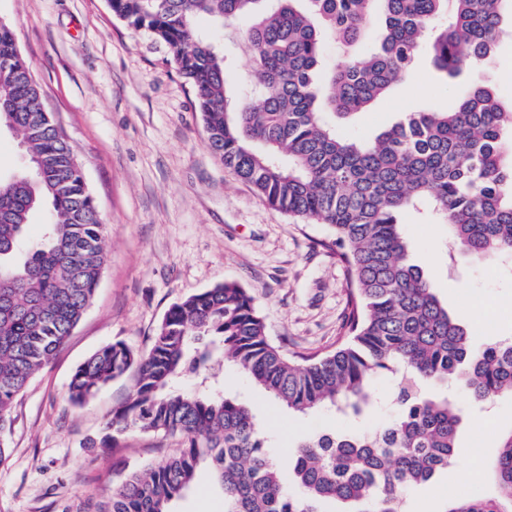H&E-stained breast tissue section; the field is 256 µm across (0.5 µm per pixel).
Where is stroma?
<instances>
[{
	"mask_svg": "<svg viewBox=\"0 0 512 512\" xmlns=\"http://www.w3.org/2000/svg\"><path fill=\"white\" fill-rule=\"evenodd\" d=\"M0 20L12 25L45 109L75 151L106 226V263L90 306L11 412L0 512H96L120 471L161 459L178 442L132 432L117 447L99 445L104 423L132 381H113L75 406L68 384L77 366L115 342L147 353L174 303L225 282L254 297L275 344L290 353L324 354L343 336L351 286L324 245L326 225L272 209L215 156L194 92L165 43L130 28L107 0H0ZM198 30L223 51L229 71L247 80L251 61L243 39L207 19ZM480 73L503 106L512 105V36L501 39ZM463 91L439 77L424 50L383 99L338 126L371 137L403 113L448 111ZM402 222L412 263L469 327L474 347L512 342V262L481 264L449 254L438 218L409 211ZM224 381L230 395L253 408L283 461L305 434L370 432L396 415L394 380L386 371L374 376V399L357 415L290 412L229 365ZM454 399L465 413L454 460L434 484L407 491L401 512H443L451 498L496 492L489 473L475 481L466 474L497 456L503 433L512 429V396L486 410L472 405L464 390ZM172 509L224 512V497L204 473Z\"/></svg>",
	"mask_w": 512,
	"mask_h": 512,
	"instance_id": "stroma-1",
	"label": "stroma"
}]
</instances>
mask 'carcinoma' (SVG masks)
Wrapping results in <instances>:
<instances>
[{"label":"carcinoma","mask_w":512,"mask_h":512,"mask_svg":"<svg viewBox=\"0 0 512 512\" xmlns=\"http://www.w3.org/2000/svg\"><path fill=\"white\" fill-rule=\"evenodd\" d=\"M109 7L170 48L213 153L240 181L273 209L329 226L354 292L347 340L319 357L297 359L273 344L253 297L234 282L172 305L147 354L118 342L88 357L69 383L73 405L115 380H133L100 444L115 447L134 431L180 441L174 453L122 477L98 512H172L202 471L224 492V512H320L326 500L399 512L406 490L448 469L463 421L447 393H424L421 384H457L478 406L512 395V342L472 346L467 326L411 262L400 221L427 202L447 224L452 249L481 262L512 255V108L465 70L491 60L512 0H109ZM375 16V51L351 55ZM203 17L223 27L245 23L247 89L256 103L230 88L224 54L196 34ZM329 39L341 55L326 71ZM425 45L443 80L466 84L455 108L408 112L369 139L338 135L323 111L348 118L367 110ZM2 127L19 137L26 160L0 192V465L9 458L1 433L14 400L82 319L106 258L83 171L7 23H0ZM38 213L46 217L42 235L24 247ZM228 363L300 413L357 412L372 399V376L400 366V415L374 433L308 434L290 448L285 470L252 408L225 395ZM188 376L213 386L186 389L180 382ZM494 470L498 498H460L445 512H512V433Z\"/></svg>","instance_id":"obj_1"}]
</instances>
